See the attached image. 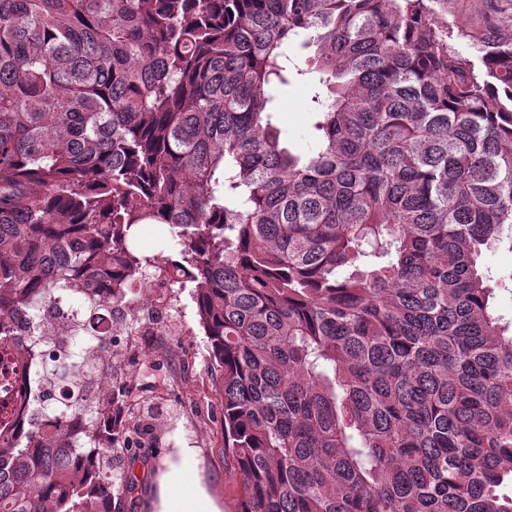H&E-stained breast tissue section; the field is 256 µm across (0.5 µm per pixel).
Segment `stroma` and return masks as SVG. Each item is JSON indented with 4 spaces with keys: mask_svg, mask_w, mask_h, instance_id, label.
Listing matches in <instances>:
<instances>
[{
    "mask_svg": "<svg viewBox=\"0 0 512 512\" xmlns=\"http://www.w3.org/2000/svg\"><path fill=\"white\" fill-rule=\"evenodd\" d=\"M431 8L452 31L451 42L462 55L478 60L477 47L487 30L512 40V0H433ZM314 91L309 81L283 88L276 101L277 122L291 144L308 151L313 143L308 101ZM167 314L146 324L140 335L119 337L108 358L112 378L132 386L133 409L151 416L152 441L141 449L136 490L125 512H152L157 470L179 441L198 448L194 465L203 484L223 504V512H237L238 488L229 462L224 459L221 422L222 396L203 335L197 323L189 289L167 288L163 293Z\"/></svg>",
    "mask_w": 512,
    "mask_h": 512,
    "instance_id": "1",
    "label": "stroma"
}]
</instances>
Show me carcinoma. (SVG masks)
<instances>
[{
  "instance_id": "carcinoma-1",
  "label": "carcinoma",
  "mask_w": 512,
  "mask_h": 512,
  "mask_svg": "<svg viewBox=\"0 0 512 512\" xmlns=\"http://www.w3.org/2000/svg\"><path fill=\"white\" fill-rule=\"evenodd\" d=\"M448 38L428 0H0V512H124L149 426L95 385L148 276L191 289L237 512H512V41ZM314 90L308 80L293 82L279 92L276 101L277 122L290 143L301 152L308 151L313 144L307 108ZM140 238L146 248L154 250L159 258L166 259L168 255H174L167 242L169 233L167 228L161 224H146L142 226ZM484 264L491 270L494 277H505L506 282L510 284L508 277L512 274V252L506 247L487 253ZM510 289H512L511 284Z\"/></svg>"
}]
</instances>
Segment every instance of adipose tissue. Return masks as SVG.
<instances>
[{
	"instance_id": "obj_1",
	"label": "adipose tissue",
	"mask_w": 512,
	"mask_h": 512,
	"mask_svg": "<svg viewBox=\"0 0 512 512\" xmlns=\"http://www.w3.org/2000/svg\"><path fill=\"white\" fill-rule=\"evenodd\" d=\"M198 455L196 448L181 442L165 461L164 469L157 477V496L152 504L153 512H221L218 503L201 482H194L191 492H184L186 468Z\"/></svg>"
}]
</instances>
